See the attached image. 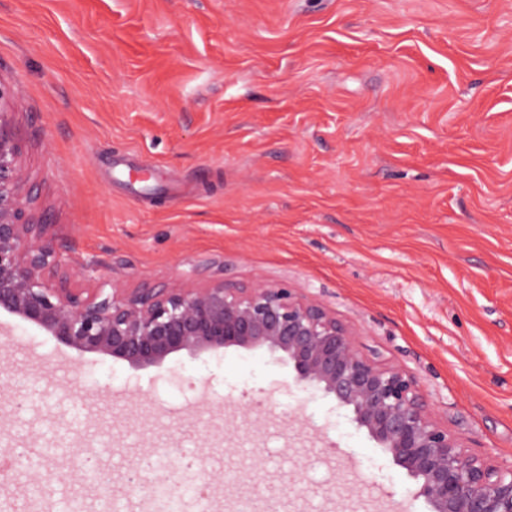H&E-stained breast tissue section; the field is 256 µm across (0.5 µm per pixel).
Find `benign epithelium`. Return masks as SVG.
I'll return each instance as SVG.
<instances>
[{"instance_id": "1", "label": "benign epithelium", "mask_w": 512, "mask_h": 512, "mask_svg": "<svg viewBox=\"0 0 512 512\" xmlns=\"http://www.w3.org/2000/svg\"><path fill=\"white\" fill-rule=\"evenodd\" d=\"M9 97L0 88V312L80 353L134 367H160L183 350L279 353L296 384L352 409L358 426L415 480L412 498L432 512H512V462L466 453L434 417L415 377L361 356L353 332L322 305L260 280L243 288L176 280L131 294L108 292L105 282L86 295L70 288L48 225L29 208Z\"/></svg>"}]
</instances>
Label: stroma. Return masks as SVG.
I'll return each mask as SVG.
<instances>
[{"mask_svg":"<svg viewBox=\"0 0 512 512\" xmlns=\"http://www.w3.org/2000/svg\"><path fill=\"white\" fill-rule=\"evenodd\" d=\"M0 88L75 287L290 288L512 460V0H0ZM1 378L0 512H158L127 488L165 451L207 462L184 512L240 466L282 512H430L263 349L135 369L2 313Z\"/></svg>","mask_w":512,"mask_h":512,"instance_id":"1","label":"stroma"}]
</instances>
